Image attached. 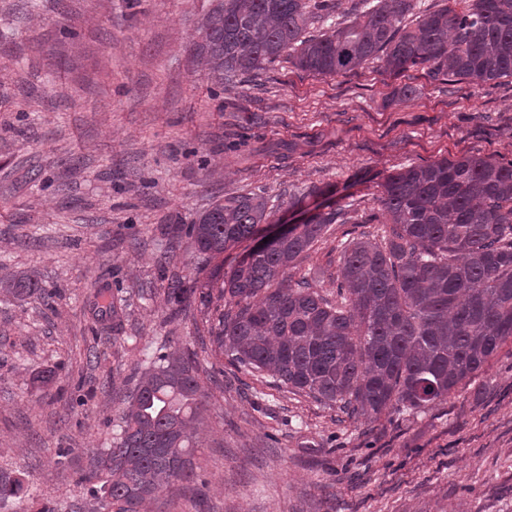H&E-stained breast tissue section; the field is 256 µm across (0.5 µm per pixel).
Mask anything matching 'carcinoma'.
Returning a JSON list of instances; mask_svg holds the SVG:
<instances>
[{
  "label": "carcinoma",
  "mask_w": 512,
  "mask_h": 512,
  "mask_svg": "<svg viewBox=\"0 0 512 512\" xmlns=\"http://www.w3.org/2000/svg\"><path fill=\"white\" fill-rule=\"evenodd\" d=\"M213 0L198 26L196 54L220 84L280 62L315 76L355 72L370 61L399 77L419 68L440 82L473 87L512 79V0ZM327 30L314 34V24ZM312 186L297 208L323 196ZM378 201L390 237L340 243L336 300L286 271L348 207L332 202L287 236L255 245L209 288L168 278L167 301H211L213 289L236 307L215 341L229 362L266 375L357 421L418 413L443 403L512 340V161L463 154L409 165L386 176ZM268 198L248 193L216 202L178 230L195 252L217 259L261 236ZM5 287L45 297L32 277ZM193 353L163 344L118 417L112 446L80 478L96 512H144L177 483L196 480L190 450L204 394ZM19 475L0 474V508L21 502Z\"/></svg>",
  "instance_id": "obj_1"
}]
</instances>
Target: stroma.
<instances>
[{"label": "stroma", "instance_id": "stroma-1", "mask_svg": "<svg viewBox=\"0 0 512 512\" xmlns=\"http://www.w3.org/2000/svg\"><path fill=\"white\" fill-rule=\"evenodd\" d=\"M209 7L0 0V283L30 274L56 294L47 306L0 287V470L29 489L4 512L86 498L90 455L109 447L133 375L168 339L194 352L206 394L203 480L146 512H512L511 340L446 403L364 423L231 365L214 339L226 301L176 313L159 283L164 271L206 281L173 227L214 200L261 190L279 220L316 185L352 218L293 274L335 295L338 244L390 233L372 219L388 174L512 158V84L390 77L374 62L320 77L282 61L223 86L194 52Z\"/></svg>", "mask_w": 512, "mask_h": 512}]
</instances>
